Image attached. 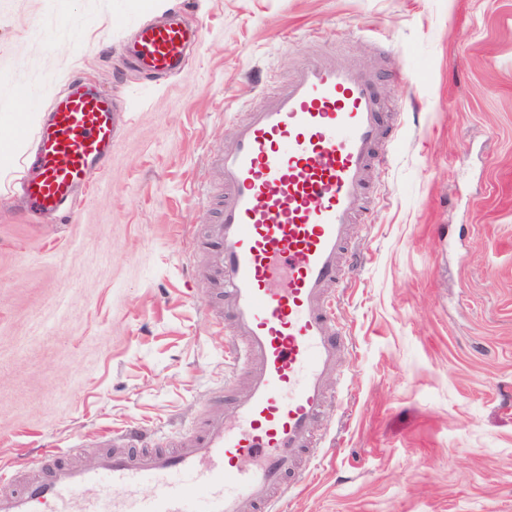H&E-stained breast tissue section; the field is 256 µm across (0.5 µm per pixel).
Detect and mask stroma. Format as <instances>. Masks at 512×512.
<instances>
[{
	"instance_id": "1",
	"label": "stroma",
	"mask_w": 512,
	"mask_h": 512,
	"mask_svg": "<svg viewBox=\"0 0 512 512\" xmlns=\"http://www.w3.org/2000/svg\"><path fill=\"white\" fill-rule=\"evenodd\" d=\"M180 76L121 86L130 29L179 0H0V114L76 78L124 105L71 223L0 176V468L166 430L232 382L203 307L196 190L233 123L324 51L381 74L397 144L337 296L351 339L284 512H512V0H196Z\"/></svg>"
}]
</instances>
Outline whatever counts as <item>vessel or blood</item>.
I'll list each match as a JSON object with an SVG mask.
<instances>
[{
    "label": "vessel or blood",
    "instance_id": "obj_1",
    "mask_svg": "<svg viewBox=\"0 0 512 512\" xmlns=\"http://www.w3.org/2000/svg\"><path fill=\"white\" fill-rule=\"evenodd\" d=\"M200 28L181 11L137 26L128 73L150 82L180 75ZM109 94L76 80L33 136L32 165L17 181L26 212L67 220L76 193L104 169L116 139ZM389 114L364 66L323 53L301 61L287 85L238 122L211 154L216 201L208 225L209 276L221 285L212 315L229 324L235 371L230 408L214 407L157 440L141 428L107 431L91 462L47 454L44 467L0 471V512H280L301 458L316 457L317 424L332 405L345 339L336 292L373 167L388 160Z\"/></svg>",
    "mask_w": 512,
    "mask_h": 512
}]
</instances>
